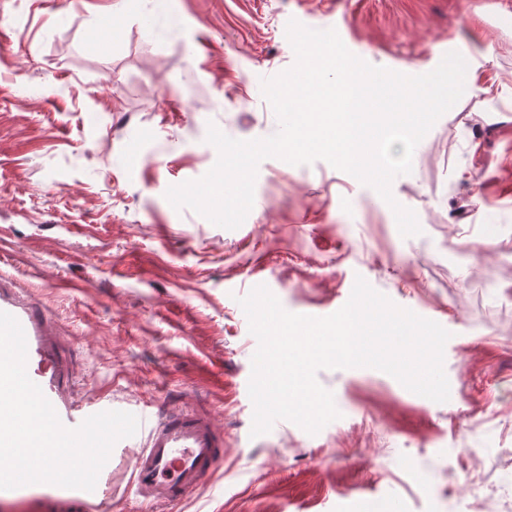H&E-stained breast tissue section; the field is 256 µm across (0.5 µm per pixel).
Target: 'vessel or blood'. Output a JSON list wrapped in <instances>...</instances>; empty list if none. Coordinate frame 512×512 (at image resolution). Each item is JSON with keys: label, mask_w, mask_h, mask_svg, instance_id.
<instances>
[{"label": "vessel or blood", "mask_w": 512, "mask_h": 512, "mask_svg": "<svg viewBox=\"0 0 512 512\" xmlns=\"http://www.w3.org/2000/svg\"><path fill=\"white\" fill-rule=\"evenodd\" d=\"M0 311L14 316L27 341L26 369L53 405L62 424L79 426L104 404L78 394L79 343L66 335L45 305L0 276ZM144 443L128 463L136 495L147 507L185 501L224 459V435L198 408L144 407L137 411ZM112 468L104 466L94 490L52 484L0 490V512H110Z\"/></svg>", "instance_id": "b4317fda"}]
</instances>
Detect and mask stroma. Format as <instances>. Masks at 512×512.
<instances>
[{
    "mask_svg": "<svg viewBox=\"0 0 512 512\" xmlns=\"http://www.w3.org/2000/svg\"><path fill=\"white\" fill-rule=\"evenodd\" d=\"M510 16L512 0H0V275L80 338L86 401L211 413L224 462L172 512H512ZM292 19L375 66L422 75L457 49L495 78L392 183L420 235L322 160H263L233 230L166 200L216 162L209 125L278 130L261 81L294 64ZM359 276L450 331L449 401L323 369L340 419L251 437L257 340L239 297L263 284L324 317ZM139 447H113L112 512H144L123 464Z\"/></svg>",
    "mask_w": 512,
    "mask_h": 512,
    "instance_id": "1",
    "label": "stroma"
}]
</instances>
